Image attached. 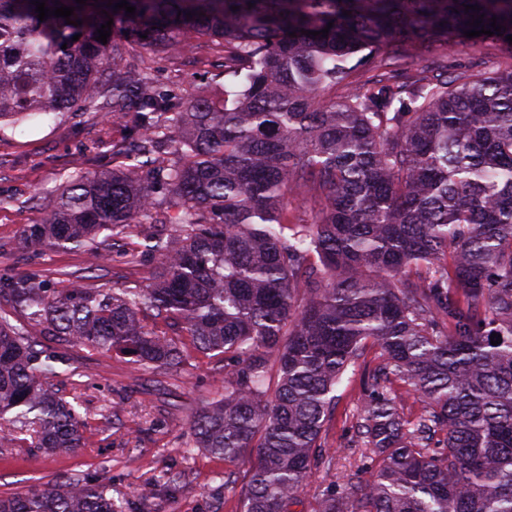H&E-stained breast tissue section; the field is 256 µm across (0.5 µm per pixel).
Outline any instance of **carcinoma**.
<instances>
[{
  "instance_id": "carcinoma-1",
  "label": "carcinoma",
  "mask_w": 512,
  "mask_h": 512,
  "mask_svg": "<svg viewBox=\"0 0 512 512\" xmlns=\"http://www.w3.org/2000/svg\"><path fill=\"white\" fill-rule=\"evenodd\" d=\"M119 2L46 0L74 8V26L0 0V131L73 108L123 121L124 166L42 196L47 218L21 241L98 254L137 229L159 256L153 280L49 288L29 273L0 278V297L142 367L184 366L157 319L224 359V396L191 429L226 462L255 455L242 512H292L313 471L336 465L322 443L333 392L372 348L359 463L312 512H512V0H127L133 15ZM493 17L501 35L465 36ZM194 35L224 53L220 103L204 87L178 98L137 62L139 47L178 54ZM450 39L497 42L505 67L406 65ZM380 49L357 73L353 57ZM296 199L311 220L288 219ZM413 266L424 274L402 280ZM61 364L0 312V447L23 433L42 453L82 446L48 383ZM394 378L423 404L412 420ZM110 491L47 484L0 496V512H124Z\"/></svg>"
}]
</instances>
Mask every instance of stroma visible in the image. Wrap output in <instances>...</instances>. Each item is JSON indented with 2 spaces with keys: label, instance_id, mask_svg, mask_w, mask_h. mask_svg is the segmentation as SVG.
<instances>
[{
  "label": "stroma",
  "instance_id": "stroma-1",
  "mask_svg": "<svg viewBox=\"0 0 512 512\" xmlns=\"http://www.w3.org/2000/svg\"><path fill=\"white\" fill-rule=\"evenodd\" d=\"M144 58L153 77L176 95L207 84L222 70V59L209 47L176 57L148 50ZM415 69L493 72L499 66L490 46L451 41L410 58ZM121 122L75 110L40 116L0 133V275L37 272L59 282L61 271L102 274L104 283L119 288L146 284L157 256H142V237L117 242L110 253L93 256L79 251L48 250L23 255L20 234L29 224L46 218L35 194L55 191L77 170L115 168L113 142L122 140ZM141 255L131 264L133 255ZM15 324H27L12 313ZM38 344L61 353L68 373L51 383L65 398H79L84 443L63 456H46L28 443L0 450V495L10 497L48 483L94 476L111 483L112 497L125 512H241L237 489L247 480L253 458L243 455L232 463L194 448L191 416L224 393V373L217 359L185 342L186 362L181 371L145 370L128 357L58 341L42 326L27 324ZM367 372L363 365L349 368L337 386L336 406L325 425L327 447L337 449L336 469L317 472L300 512H311L313 495L342 477L352 457L345 446L363 401ZM183 473L179 485L167 483L170 473ZM223 477L229 485L220 497L211 487Z\"/></svg>",
  "mask_w": 512,
  "mask_h": 512
}]
</instances>
